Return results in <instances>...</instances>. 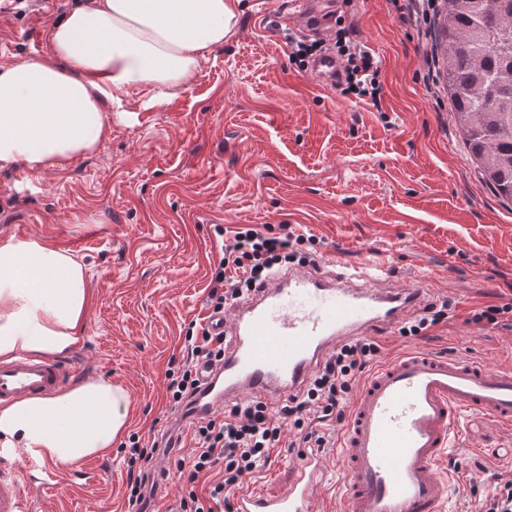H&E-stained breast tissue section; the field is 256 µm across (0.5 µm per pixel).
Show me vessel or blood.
<instances>
[{"instance_id":"b4317fda","label":"vessel or blood","mask_w":512,"mask_h":512,"mask_svg":"<svg viewBox=\"0 0 512 512\" xmlns=\"http://www.w3.org/2000/svg\"><path fill=\"white\" fill-rule=\"evenodd\" d=\"M387 262L351 266L336 255L326 270L276 274L234 309L211 316L224 359L200 369L202 386L156 434L168 457L172 434L244 396L264 401L296 394L336 345L397 326L424 290L391 288ZM74 359L22 356L0 362V403L63 390ZM512 427V365L498 368L425 348L410 349L364 377L336 443L343 479L340 512H439L452 486L442 465L455 446L462 413ZM322 449H304L287 491H235L233 512H325ZM30 465L0 448V512H35L24 494Z\"/></svg>"}]
</instances>
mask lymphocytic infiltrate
<instances>
[{
    "label": "lymphocytic infiltrate",
    "mask_w": 512,
    "mask_h": 512,
    "mask_svg": "<svg viewBox=\"0 0 512 512\" xmlns=\"http://www.w3.org/2000/svg\"><path fill=\"white\" fill-rule=\"evenodd\" d=\"M335 48L342 62L340 82L345 93L379 105V67L371 49L357 41L343 40L337 41ZM214 233L229 239L214 265L209 285L207 304L215 312L233 305L257 283L284 267L313 262L312 256L302 250L306 235L296 233L287 224L276 233L267 227L232 230L218 224ZM185 351L177 367L167 373V390L176 405L196 392L199 364L213 365L224 357L223 344L205 330L187 332ZM380 351L373 340L350 339L324 361L302 394L288 398L279 413H271L265 402L251 398L201 421L195 431L198 451L185 471L180 512H222L231 493L282 445L325 447L327 439L314 429V422L343 420L348 394ZM217 466L223 468V478L211 484L207 495H198L197 481Z\"/></svg>",
    "instance_id": "f902f5d3"
}]
</instances>
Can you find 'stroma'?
<instances>
[{
    "label": "stroma",
    "instance_id": "obj_1",
    "mask_svg": "<svg viewBox=\"0 0 512 512\" xmlns=\"http://www.w3.org/2000/svg\"><path fill=\"white\" fill-rule=\"evenodd\" d=\"M293 0H240L232 35L207 53L197 79L164 104L123 100L94 150L62 170L0 169V238L16 225L81 258L90 297L71 348L82 380L130 397L126 431L151 445L173 410L166 373L184 336L203 326L217 224L291 225L322 240L324 258L351 265L387 258L393 285L433 280L428 303L451 310L426 337L376 335L380 362L412 347L459 353L495 367L512 359V322L471 323L512 297V203L480 179L459 134L432 52L435 0L420 24L407 0H332L322 34L292 27ZM74 0H18L0 17V64L48 52L51 25ZM370 47L383 88L372 107L341 86H320L291 59L289 36ZM465 453L444 467L457 484L443 512H479L512 480V430L478 415L462 424ZM300 449H275L247 485L287 490ZM103 480L77 488L70 471L48 492L29 483L40 512H126L122 442L97 458Z\"/></svg>",
    "mask_w": 512,
    "mask_h": 512
}]
</instances>
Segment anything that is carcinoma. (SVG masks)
I'll return each instance as SVG.
<instances>
[{
    "label": "carcinoma",
    "instance_id": "obj_1",
    "mask_svg": "<svg viewBox=\"0 0 512 512\" xmlns=\"http://www.w3.org/2000/svg\"><path fill=\"white\" fill-rule=\"evenodd\" d=\"M435 47L462 139L492 193L512 202V0H444Z\"/></svg>",
    "mask_w": 512,
    "mask_h": 512
}]
</instances>
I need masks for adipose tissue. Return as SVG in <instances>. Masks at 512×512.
Masks as SVG:
<instances>
[{"label": "adipose tissue", "mask_w": 512, "mask_h": 512, "mask_svg": "<svg viewBox=\"0 0 512 512\" xmlns=\"http://www.w3.org/2000/svg\"><path fill=\"white\" fill-rule=\"evenodd\" d=\"M239 0H86L49 31L47 53L0 66V167L40 173L94 150L107 110L134 92L162 104L237 22ZM84 264L37 239L0 243V360L70 349L88 304ZM127 392L104 380L0 406V438L66 469L106 454Z\"/></svg>", "instance_id": "adipose-tissue-1"}]
</instances>
